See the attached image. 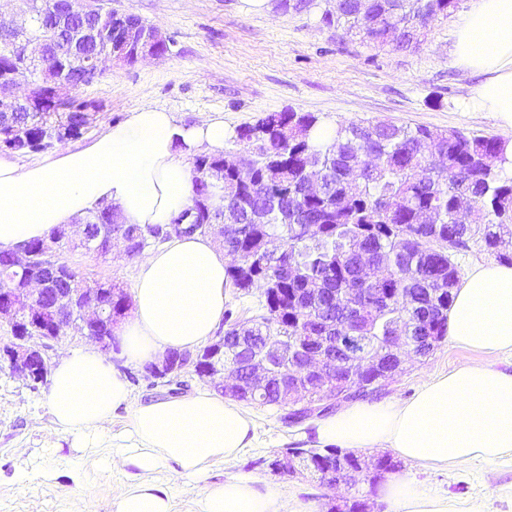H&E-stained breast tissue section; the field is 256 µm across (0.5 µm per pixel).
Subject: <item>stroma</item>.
<instances>
[{
	"label": "stroma",
	"mask_w": 512,
	"mask_h": 512,
	"mask_svg": "<svg viewBox=\"0 0 512 512\" xmlns=\"http://www.w3.org/2000/svg\"><path fill=\"white\" fill-rule=\"evenodd\" d=\"M318 2L317 9L297 13L284 0H271V10L261 13L247 0H104L116 12L158 26L169 39V51L162 59L107 63L98 82L79 90L81 99L100 106L88 136L141 106L174 112L188 126L220 118L230 132L264 113L290 109L317 114L332 126L386 121L501 136L493 113L463 107L471 78L450 62L453 30L468 0H459L448 17L431 21L414 51L373 48L343 29L323 25L320 7L328 0ZM62 257L92 278L134 288L138 262L122 251L100 258L67 250ZM108 357L131 379V405L203 385L187 371L182 386H160L142 377L141 365L120 351ZM475 358L474 352L443 341L426 360L407 365L380 397L408 399L430 377ZM48 393L45 387L30 390L0 364V512H113L126 475L118 468L108 476L97 474L103 449L72 447L70 437L54 426ZM245 410L256 422V439L236 458L214 464L211 482L253 478L312 512H320L330 498L347 495L346 486L324 488L307 478L273 474L268 467L283 449L313 443V419L288 423L274 406L249 404ZM399 475L448 499L454 512H512L510 461L431 468L407 462Z\"/></svg>",
	"instance_id": "obj_1"
}]
</instances>
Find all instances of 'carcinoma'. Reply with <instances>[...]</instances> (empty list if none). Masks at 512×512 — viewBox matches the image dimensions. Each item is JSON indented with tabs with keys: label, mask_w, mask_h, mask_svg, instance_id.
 Here are the masks:
<instances>
[{
	"label": "carcinoma",
	"mask_w": 512,
	"mask_h": 512,
	"mask_svg": "<svg viewBox=\"0 0 512 512\" xmlns=\"http://www.w3.org/2000/svg\"><path fill=\"white\" fill-rule=\"evenodd\" d=\"M458 0H333L321 14L327 26L354 32L374 48L415 50L416 32L426 20L448 17ZM19 54L0 45V80L25 82L31 74L18 68ZM65 76L78 64L64 45L49 57ZM32 94L43 111L0 120V150L38 152L52 146L47 130L73 139L87 128L84 113L54 111L46 88ZM320 118L310 112H268L256 122L235 129L233 141L244 145L242 169L222 166L223 155L197 154L192 161L190 205L171 219L188 225L185 234H206L214 217L224 214L229 237L224 250L240 254L246 268L227 269L228 283L248 293L262 289L260 313L241 343L242 323L224 317V364L246 369L254 336L282 337L290 343L302 336H336L345 330L365 336L378 347L405 328L423 341L441 344L448 336V310L457 288L459 269L454 253L482 243L486 249L512 239V160L505 141L458 130H431L383 121L338 124L328 141L317 136ZM429 215V222L422 220ZM100 232L125 231L138 248L166 240L162 227L141 228L112 222V212L97 210L84 218ZM317 224L312 237L305 226ZM63 229L52 228L23 244L34 264L43 263L44 249L59 240ZM277 238L281 252L273 259L266 242ZM431 240L447 246L432 252ZM366 252L387 269L375 282L358 273V255ZM320 289L310 306L293 301L296 291ZM112 296V318L97 327L111 335L110 323L132 307L131 296L116 281L97 283ZM373 305L352 310L364 296ZM284 380L276 377L250 404L282 406ZM305 464L336 468V449L309 448Z\"/></svg>",
	"instance_id": "1"
}]
</instances>
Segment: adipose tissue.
Returning <instances> with one entry per match:
<instances>
[{"instance_id": "ef3b65f1", "label": "adipose tissue", "mask_w": 512, "mask_h": 512, "mask_svg": "<svg viewBox=\"0 0 512 512\" xmlns=\"http://www.w3.org/2000/svg\"><path fill=\"white\" fill-rule=\"evenodd\" d=\"M451 63L477 77L464 107L494 113L512 152V0H469L455 26ZM227 137L223 121L185 126L173 112L143 106L90 143L43 160L23 164L0 154V250H16L104 203L127 224H168L190 203L188 157L223 153ZM229 262L200 235L146 253L133 288L134 317L120 332L125 357L147 364L205 344L224 316ZM448 336L480 354L512 352V266L480 264L465 276L448 312ZM129 396L108 358L85 348L56 366L47 397L54 425L73 447L107 448L104 472L126 471L130 484L113 512H172L170 487L149 479L160 470L193 480L198 512H309L251 478L208 482L211 464L255 438V422L231 402L207 389L152 399L131 406L128 429L117 437L112 416L129 406ZM315 445L389 448L422 465L499 463L512 458V372L475 362L425 382L409 400L353 403L316 422ZM382 493L394 512H450L447 500L408 480L389 481Z\"/></svg>"}]
</instances>
